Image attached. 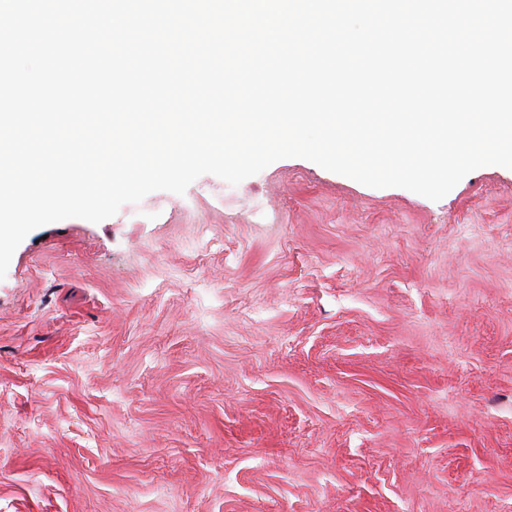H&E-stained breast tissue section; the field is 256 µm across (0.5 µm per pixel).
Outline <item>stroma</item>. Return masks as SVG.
I'll use <instances>...</instances> for the list:
<instances>
[{
  "label": "stroma",
  "instance_id": "stroma-1",
  "mask_svg": "<svg viewBox=\"0 0 512 512\" xmlns=\"http://www.w3.org/2000/svg\"><path fill=\"white\" fill-rule=\"evenodd\" d=\"M0 512H512V169L284 158L30 232Z\"/></svg>",
  "mask_w": 512,
  "mask_h": 512
}]
</instances>
